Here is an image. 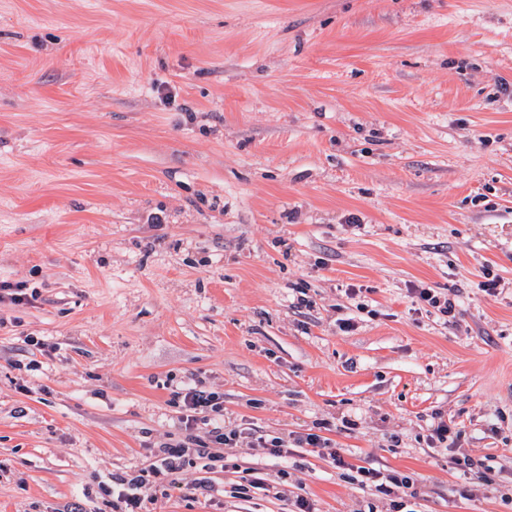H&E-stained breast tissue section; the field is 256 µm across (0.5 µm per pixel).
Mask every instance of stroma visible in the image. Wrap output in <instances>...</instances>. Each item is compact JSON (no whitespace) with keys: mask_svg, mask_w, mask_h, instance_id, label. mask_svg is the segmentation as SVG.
Segmentation results:
<instances>
[{"mask_svg":"<svg viewBox=\"0 0 512 512\" xmlns=\"http://www.w3.org/2000/svg\"><path fill=\"white\" fill-rule=\"evenodd\" d=\"M1 281L0 512H113L194 382L349 466L149 512H512V0H0ZM298 446L302 448V445H308L311 448H317L319 454L323 456H328L334 465L338 468H347L349 464L344 460V458L332 448L331 444L328 440L321 439L319 436L315 434H307L305 437H299L295 441ZM357 481L362 486L374 485L376 489L386 496L399 497L400 494L407 495L410 489L407 478H397L391 475H384L380 470L375 468H357Z\"/></svg>","mask_w":512,"mask_h":512,"instance_id":"1","label":"stroma"}]
</instances>
